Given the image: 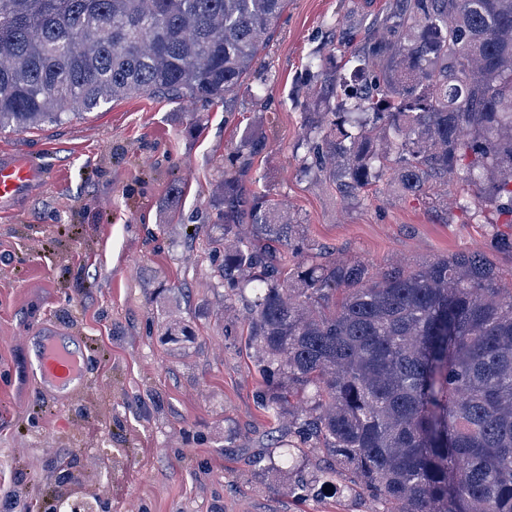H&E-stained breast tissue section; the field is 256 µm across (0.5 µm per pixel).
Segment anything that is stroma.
<instances>
[{"instance_id": "stroma-1", "label": "stroma", "mask_w": 512, "mask_h": 512, "mask_svg": "<svg viewBox=\"0 0 512 512\" xmlns=\"http://www.w3.org/2000/svg\"><path fill=\"white\" fill-rule=\"evenodd\" d=\"M393 0H288L262 65L225 104L138 94L62 124L0 133V154L52 171L0 212V512H371L348 489L297 501L267 445L277 438L311 475L318 455L294 445L259 406L263 383L224 317V234L212 194L252 121L265 140L246 187L269 195L332 256L380 269L458 251L491 253L512 216L444 209L439 191L386 184L348 204L302 177L296 90L337 22L385 14ZM260 97H253V89ZM184 188L178 216L167 197ZM55 330L88 381L49 394L36 336Z\"/></svg>"}]
</instances>
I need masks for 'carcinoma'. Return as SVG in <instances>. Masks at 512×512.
Returning <instances> with one entry per match:
<instances>
[{
	"mask_svg": "<svg viewBox=\"0 0 512 512\" xmlns=\"http://www.w3.org/2000/svg\"><path fill=\"white\" fill-rule=\"evenodd\" d=\"M288 0H0V131L61 124L131 94L228 102ZM302 82L299 172L357 199L460 182L512 215V0H395ZM246 132L213 197L224 287L241 301L260 407L372 512H512V288L488 254L416 268L337 262L247 193ZM472 160L462 167L465 155ZM288 409H283V406Z\"/></svg>",
	"mask_w": 512,
	"mask_h": 512,
	"instance_id": "cac0c4a2",
	"label": "carcinoma"
}]
</instances>
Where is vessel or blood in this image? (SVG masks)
<instances>
[{
  "label": "vessel or blood",
  "instance_id": "vessel-or-blood-1",
  "mask_svg": "<svg viewBox=\"0 0 512 512\" xmlns=\"http://www.w3.org/2000/svg\"><path fill=\"white\" fill-rule=\"evenodd\" d=\"M44 175L45 168L37 158L0 159V210L26 195ZM37 361L43 381L64 397L76 396L87 383L79 356L56 337L43 338Z\"/></svg>",
  "mask_w": 512,
  "mask_h": 512
}]
</instances>
